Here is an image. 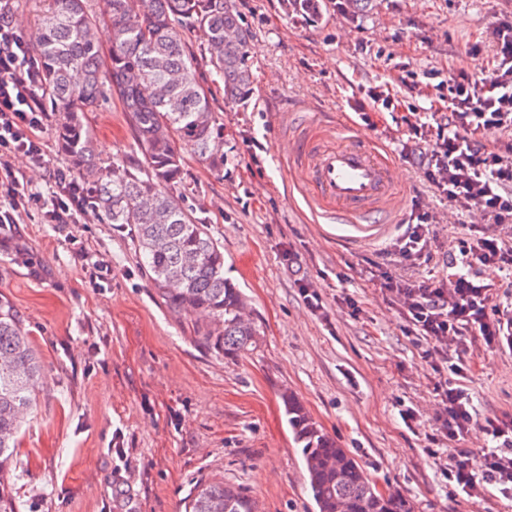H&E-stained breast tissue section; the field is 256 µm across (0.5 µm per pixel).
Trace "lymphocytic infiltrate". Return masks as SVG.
<instances>
[{
	"label": "lymphocytic infiltrate",
	"instance_id": "obj_1",
	"mask_svg": "<svg viewBox=\"0 0 512 512\" xmlns=\"http://www.w3.org/2000/svg\"><path fill=\"white\" fill-rule=\"evenodd\" d=\"M12 2L0 0V224L19 223L34 211L44 224H81L93 212L90 189L69 168L49 163L42 134L52 115L36 104L41 63L14 26ZM492 34L494 79L450 75L447 104L412 123L408 140L423 148L422 177L435 195L459 213L481 209L500 231L459 239L458 256L432 282L416 286L387 272L378 281L381 290L402 302L406 334L431 345L437 357L433 369L451 374L437 386L445 412L442 433L451 441L468 432L473 406L461 382L467 362L463 355H449V342L479 336L492 346L512 328V317L492 302L491 285L473 274L478 267L512 268V16L497 19ZM15 155L27 159L28 170L11 164ZM32 169L48 172V193L37 190L28 175ZM432 221L424 212L406 225L396 243L402 260L430 257ZM482 429L492 445L482 451L481 468H474L469 453L461 451L451 457L445 475L466 495L490 486L512 498V430L494 416L485 417Z\"/></svg>",
	"mask_w": 512,
	"mask_h": 512
}]
</instances>
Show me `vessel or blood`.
Segmentation results:
<instances>
[{
    "label": "vessel or blood",
    "instance_id": "obj_1",
    "mask_svg": "<svg viewBox=\"0 0 512 512\" xmlns=\"http://www.w3.org/2000/svg\"><path fill=\"white\" fill-rule=\"evenodd\" d=\"M288 144V171L313 214L351 225L369 239L397 221L404 190L390 176L391 160L359 142L355 125L313 118Z\"/></svg>",
    "mask_w": 512,
    "mask_h": 512
}]
</instances>
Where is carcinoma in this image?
Masks as SVG:
<instances>
[{"mask_svg":"<svg viewBox=\"0 0 512 512\" xmlns=\"http://www.w3.org/2000/svg\"><path fill=\"white\" fill-rule=\"evenodd\" d=\"M111 30L103 54L97 30ZM200 33L224 100L244 106L253 94L250 43L235 0H47L33 35L40 58L42 104L54 112L61 153L81 176L93 175L94 209L108 224L130 226L166 307L204 318L197 334L209 349L235 359L256 347L260 331L243 317L244 298L224 278V252L182 196L184 152L219 171L224 139L197 77L196 55L183 32ZM121 103L135 154L122 164L96 161L84 114ZM40 364L19 319L0 303V512H18L5 476L16 436L32 409ZM317 512H412L407 499L384 495L346 449L326 434L292 394L284 397ZM186 512H256L240 486L199 485Z\"/></svg>","mask_w":512,"mask_h":512,"instance_id":"carcinoma-1","label":"carcinoma"}]
</instances>
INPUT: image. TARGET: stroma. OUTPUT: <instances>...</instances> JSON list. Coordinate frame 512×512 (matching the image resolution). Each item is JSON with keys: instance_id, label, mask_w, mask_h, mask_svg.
I'll use <instances>...</instances> for the list:
<instances>
[{"instance_id": "stroma-1", "label": "stroma", "mask_w": 512, "mask_h": 512, "mask_svg": "<svg viewBox=\"0 0 512 512\" xmlns=\"http://www.w3.org/2000/svg\"><path fill=\"white\" fill-rule=\"evenodd\" d=\"M236 7L254 34V94L247 107L225 104L200 62L224 128V167L186 155L180 190L222 248L259 343L234 360L209 350L193 320L163 303L127 226L92 217L0 227V302L13 306L42 364L10 478L21 512H185L196 486L215 480L246 488L258 512H316L286 393L413 512H512L497 491L470 497L443 474L457 448L481 467L485 417L512 423V336L493 348L467 337L474 422L461 440H443L440 376L404 333L398 300L376 284L384 271L431 281L457 238L495 230L477 209L449 216L397 140L442 93L431 71L491 70L492 24L512 15V0H374L361 11L321 0L315 16L289 13L285 0ZM411 74L421 78L413 90L403 82ZM301 105L351 116L362 138L384 146L406 211L437 214L430 261L402 270L387 247L394 225L360 242L350 227L315 223L281 159L284 115ZM85 123L96 157L133 153L119 103ZM81 250L111 276L91 284ZM303 282L320 311L304 305ZM407 408L416 413L408 423Z\"/></svg>"}]
</instances>
